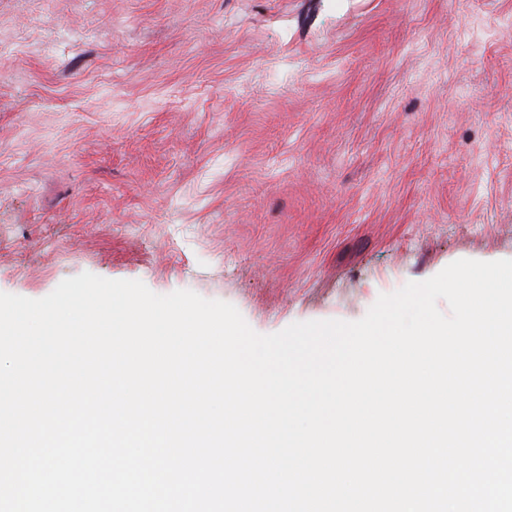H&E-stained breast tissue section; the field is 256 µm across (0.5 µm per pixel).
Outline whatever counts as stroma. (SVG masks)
Segmentation results:
<instances>
[{
  "instance_id": "35a3bbf8",
  "label": "stroma",
  "mask_w": 512,
  "mask_h": 512,
  "mask_svg": "<svg viewBox=\"0 0 512 512\" xmlns=\"http://www.w3.org/2000/svg\"><path fill=\"white\" fill-rule=\"evenodd\" d=\"M512 259V0H0V292L356 321Z\"/></svg>"
}]
</instances>
